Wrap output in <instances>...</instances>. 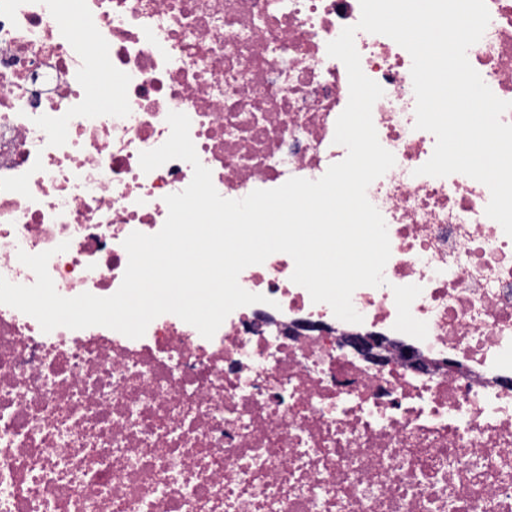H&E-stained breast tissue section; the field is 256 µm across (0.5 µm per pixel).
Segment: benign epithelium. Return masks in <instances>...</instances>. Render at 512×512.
I'll list each match as a JSON object with an SVG mask.
<instances>
[{
    "instance_id": "1",
    "label": "benign epithelium",
    "mask_w": 512,
    "mask_h": 512,
    "mask_svg": "<svg viewBox=\"0 0 512 512\" xmlns=\"http://www.w3.org/2000/svg\"><path fill=\"white\" fill-rule=\"evenodd\" d=\"M336 346L353 360L374 368L392 364L394 354L403 359L407 371L426 379L458 374L461 368L450 359H429L422 356L407 341L374 331H348L336 335Z\"/></svg>"
}]
</instances>
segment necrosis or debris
I'll use <instances>...</instances> for the list:
<instances>
[{
    "instance_id": "1",
    "label": "necrosis or debris",
    "mask_w": 512,
    "mask_h": 512,
    "mask_svg": "<svg viewBox=\"0 0 512 512\" xmlns=\"http://www.w3.org/2000/svg\"><path fill=\"white\" fill-rule=\"evenodd\" d=\"M486 5L467 58L512 101V0ZM360 16V0H0V276L33 284L18 254L48 250L60 295L114 294L124 240L159 232L193 177L178 159L140 167L172 111L224 198L320 179L347 155L348 76L327 44ZM354 43L395 157L366 191L391 256L385 285L352 295L362 323L312 302L285 253L240 273L265 300L209 340L169 313L131 339L46 333L0 305V512H512V389L497 384L512 378V237L484 184L417 175L436 139L415 127L410 54L360 30ZM97 72L120 108L91 104ZM259 316L270 325L248 330ZM296 322L313 332L288 338ZM323 324L411 335L464 372L366 368Z\"/></svg>"
}]
</instances>
